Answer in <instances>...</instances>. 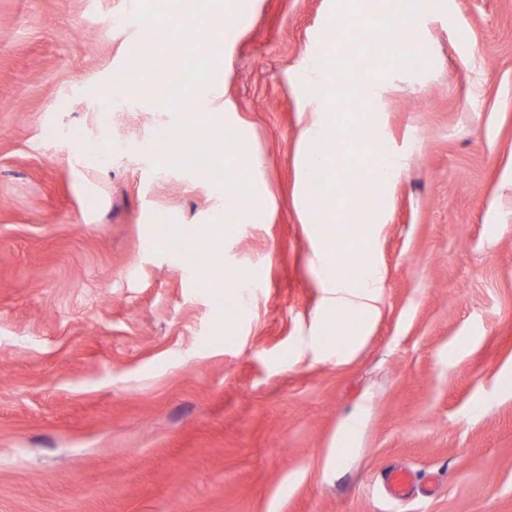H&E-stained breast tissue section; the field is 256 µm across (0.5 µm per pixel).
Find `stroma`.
<instances>
[{"label": "stroma", "mask_w": 512, "mask_h": 512, "mask_svg": "<svg viewBox=\"0 0 512 512\" xmlns=\"http://www.w3.org/2000/svg\"><path fill=\"white\" fill-rule=\"evenodd\" d=\"M327 3L252 0L202 46L229 64L195 106L245 131L268 191L211 273L185 253L249 186L213 156L158 166L178 83L113 95L132 0H0V512H512V0H448L390 75L386 280L341 361L294 204ZM383 480L388 494L395 499L408 496L414 487L415 477L407 470L389 468L384 472Z\"/></svg>", "instance_id": "stroma-1"}]
</instances>
